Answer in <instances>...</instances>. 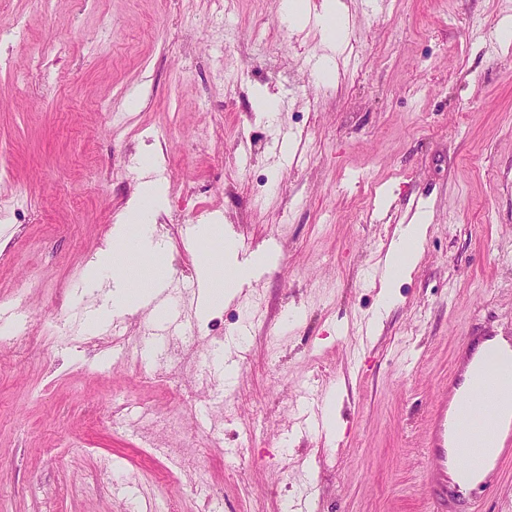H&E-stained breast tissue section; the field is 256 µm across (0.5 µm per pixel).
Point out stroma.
<instances>
[{
    "instance_id": "1",
    "label": "stroma",
    "mask_w": 512,
    "mask_h": 512,
    "mask_svg": "<svg viewBox=\"0 0 512 512\" xmlns=\"http://www.w3.org/2000/svg\"><path fill=\"white\" fill-rule=\"evenodd\" d=\"M342 2L333 46L281 0H12L0 330L35 343L0 355V512H429L427 420L461 338L512 337V0ZM143 178L165 188L166 284L195 331L147 371L154 320L88 329L83 280ZM422 208V256L370 331L386 248ZM200 224L240 258L278 253L204 321ZM218 345L232 382L203 370ZM333 389L336 440L295 428ZM151 414L188 428V466L154 455ZM107 467L116 485L95 484Z\"/></svg>"
}]
</instances>
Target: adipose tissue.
I'll list each match as a JSON object with an SVG mask.
<instances>
[{"label":"adipose tissue","instance_id":"ef3b65f1","mask_svg":"<svg viewBox=\"0 0 512 512\" xmlns=\"http://www.w3.org/2000/svg\"><path fill=\"white\" fill-rule=\"evenodd\" d=\"M165 201L164 187L153 180L142 181L137 195L130 200L127 210L112 229L111 248L100 251L84 272V281L90 286L108 285L107 302L92 315V325L106 322L113 313L133 311L141 304L142 291L132 283L124 255L133 251L152 260L157 272H164V247L154 237L155 227L150 222L153 213L161 209ZM429 230V216L418 212L412 223L400 228L384 258L381 281L383 288L375 312L376 318L383 316L395 304L397 297L395 281L409 274L418 258ZM237 247L234 239L223 241L220 247L198 265L196 275L199 282L209 287L206 304L198 308L200 317H208L212 310L223 302L232 300L238 285L246 280L250 268L236 261Z\"/></svg>","mask_w":512,"mask_h":512}]
</instances>
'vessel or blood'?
Masks as SVG:
<instances>
[{
  "label": "vessel or blood",
  "instance_id": "1",
  "mask_svg": "<svg viewBox=\"0 0 512 512\" xmlns=\"http://www.w3.org/2000/svg\"><path fill=\"white\" fill-rule=\"evenodd\" d=\"M463 347L465 363L449 376L431 412L428 455L439 486L434 512L475 505L487 491L480 478L458 483L460 462L488 471L512 457V380L499 372L503 366L512 368V354L480 355L470 336L464 337Z\"/></svg>",
  "mask_w": 512,
  "mask_h": 512
}]
</instances>
